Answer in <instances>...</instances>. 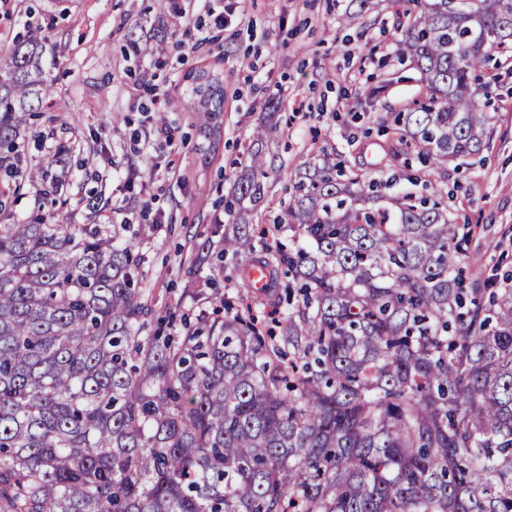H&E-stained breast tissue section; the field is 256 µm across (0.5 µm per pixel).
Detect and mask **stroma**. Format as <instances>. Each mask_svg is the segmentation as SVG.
I'll return each instance as SVG.
<instances>
[{
    "label": "stroma",
    "instance_id": "1",
    "mask_svg": "<svg viewBox=\"0 0 512 512\" xmlns=\"http://www.w3.org/2000/svg\"><path fill=\"white\" fill-rule=\"evenodd\" d=\"M153 2L0 0V66L15 36H39L52 85L24 131L26 160L59 175L70 223L138 233L153 317L191 316L222 299L244 309L230 283L235 260L220 254L224 200L273 100L282 123L262 147L287 175L267 180L270 210L287 200L289 174L327 150L381 182L384 198L441 194L467 235L468 283L512 272L511 55L482 74L492 117L485 146L436 175L419 147L386 156L392 136L379 117L419 96L396 53L391 0H215L220 26L199 0H173L162 55L137 57L129 38L152 34ZM200 70L223 81L216 130L186 103L187 74ZM381 77L391 86L369 100Z\"/></svg>",
    "mask_w": 512,
    "mask_h": 512
}]
</instances>
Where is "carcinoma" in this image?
Returning <instances> with one entry per match:
<instances>
[{"instance_id": "obj_1", "label": "carcinoma", "mask_w": 512, "mask_h": 512, "mask_svg": "<svg viewBox=\"0 0 512 512\" xmlns=\"http://www.w3.org/2000/svg\"><path fill=\"white\" fill-rule=\"evenodd\" d=\"M398 54L423 102L394 118L433 168L478 153L480 71L512 44V0H406ZM36 38L0 70V165L15 188L27 114L50 92ZM186 94L207 123L224 90ZM393 124H388V120ZM250 152L224 204V254L265 268L252 312H203L144 333L141 257L119 233L47 217L0 224V512H512V288L463 311L460 226L442 199L374 206L362 174L323 153L294 175L257 242L266 179Z\"/></svg>"}]
</instances>
